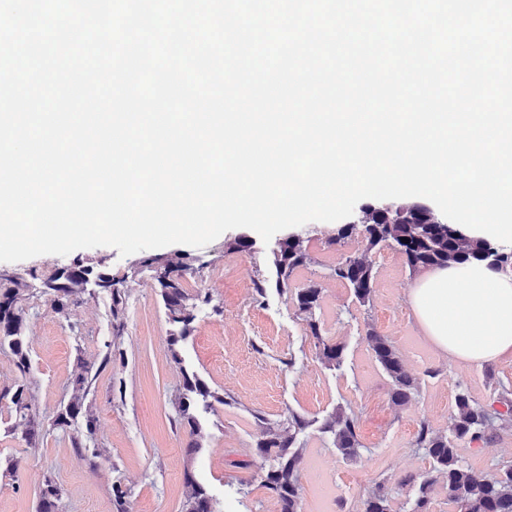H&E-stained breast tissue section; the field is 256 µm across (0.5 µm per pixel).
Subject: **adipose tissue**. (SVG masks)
<instances>
[{"instance_id":"ef3b65f1","label":"adipose tissue","mask_w":512,"mask_h":512,"mask_svg":"<svg viewBox=\"0 0 512 512\" xmlns=\"http://www.w3.org/2000/svg\"><path fill=\"white\" fill-rule=\"evenodd\" d=\"M409 298L432 345L451 360L480 367L512 353V278L483 264L439 268Z\"/></svg>"}]
</instances>
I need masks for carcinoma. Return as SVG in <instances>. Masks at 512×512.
<instances>
[{"instance_id":"carcinoma-1","label":"carcinoma","mask_w":512,"mask_h":512,"mask_svg":"<svg viewBox=\"0 0 512 512\" xmlns=\"http://www.w3.org/2000/svg\"><path fill=\"white\" fill-rule=\"evenodd\" d=\"M351 236H360L365 248L339 262L331 275L343 282L362 305L370 304L374 293L375 271L371 252L378 246H389L399 252L412 271L448 267L473 262H484L496 257L498 271L512 274V250L467 234L459 225L436 215L422 205L404 208L403 213L389 215L373 201L366 202L359 224H344L331 243L337 244ZM310 256L302 237H286L270 250V277L252 280L253 288L263 296L270 287L291 294L296 316L305 322L308 336L313 339L318 360L327 369L343 363L345 346L323 335L318 316L321 309L322 288L308 283L292 287L297 269L305 266ZM135 270L151 273L154 288L161 297L170 325L168 349L179 366L182 383L175 397L174 409L178 423L186 429L190 440L186 454L193 457L203 448L205 414L215 411V405L225 404L223 396L193 370L184 365L182 349L192 335L198 314L210 305V295L198 289L191 295L184 287L187 274L194 272L189 258L180 254L146 257L135 264ZM120 281L102 263L88 265L77 259L63 269H56L41 281L42 295L52 312L66 317L72 308L83 304L97 294L109 296L112 307V328L115 334L123 330L126 304L125 290ZM33 295V285L23 276L0 271V347H8L14 356V365L23 378L12 388L0 391V401L8 403L10 415L15 417L14 428L22 429L25 452L39 448L43 419L35 405V397L24 378L30 373L31 357L25 339L27 312L23 302ZM373 357L392 382L391 401L405 406L418 391V379L404 366L403 359L387 337L374 329L366 334ZM80 372L73 381L72 394L55 415L52 426L71 427L82 420L83 437L72 438L75 448L83 447V439L96 433L97 418L88 401L95 362L78 359ZM500 411L492 405L474 401L469 391L458 388L454 397L449 433L435 432L423 424L417 432L414 447L428 460L429 469L419 476L407 475L402 485L419 483L410 512H429L430 494L438 478H443L448 502L459 512H512V461L504 462L495 474L488 476L462 463L458 445L488 442L497 431L512 427V392L498 394ZM312 422L288 412V432L264 428L256 441L259 455L269 461L261 475L260 484L276 500L279 512H300L299 470L302 464L298 435ZM319 431L332 437L333 445L345 458L357 456L362 447L357 417L340 408L328 413L321 421ZM62 490L48 475L39 487V512H59ZM182 512H221L218 502L208 489L199 483L191 470H185ZM363 512H390V498L385 486L377 484L364 501Z\"/></svg>"}]
</instances>
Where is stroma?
I'll return each instance as SVG.
<instances>
[{
  "instance_id": "stroma-1",
  "label": "stroma",
  "mask_w": 512,
  "mask_h": 512,
  "mask_svg": "<svg viewBox=\"0 0 512 512\" xmlns=\"http://www.w3.org/2000/svg\"><path fill=\"white\" fill-rule=\"evenodd\" d=\"M338 228V223L319 221L298 227L311 261L294 276L295 285L314 282L323 289L325 334L345 346L344 361L334 370L318 360L289 294L271 289L265 297L256 296L252 278L256 270H267L270 247L259 239L253 252L232 250L236 238L251 236L248 228L228 230L203 247H175L204 263L199 272L187 275V290L206 289L222 309L218 315L209 309L200 313L180 366L170 358V326L150 274H130L134 256L100 246L76 250L71 257L47 254L1 265L41 279L75 256L89 264L102 262L123 280L128 299L119 336L112 333L106 299L88 300L65 319L51 311L42 294L28 301L32 367L24 378L46 424L38 451L25 455L21 432L13 430L6 407H0V512H38L39 485L47 475L63 489L62 512H117L116 483L127 492V512H181L188 469L222 512H277L258 481L268 463L258 455L256 441L262 427L283 430L292 411L313 422L299 436L301 512H359L381 480L392 512H408L416 489L400 485L399 479L428 468L413 446L420 426L447 432L461 386L476 401L492 403L499 384L512 387V355L472 367L437 352L409 302L422 274L410 271L402 255L388 247L373 253V298L370 305L360 306L330 270L365 242L358 236L336 241ZM371 328L389 339L419 380V391L407 405L395 406L390 399V381L366 339ZM110 348L122 355L98 372L92 386L95 439L86 447H73L76 429H57L51 420L71 395L78 357L99 360ZM184 366L225 399L206 415L204 446L191 460L184 451L188 434L176 424L172 405ZM337 408L354 413L359 422L362 446L352 459L343 458L315 425ZM23 455L28 466L7 474L8 461ZM459 455L466 465L495 473L499 463L512 460V428L499 431L491 443L460 444ZM240 460L249 461V468H237ZM243 481L248 487L241 495L237 487Z\"/></svg>"
}]
</instances>
